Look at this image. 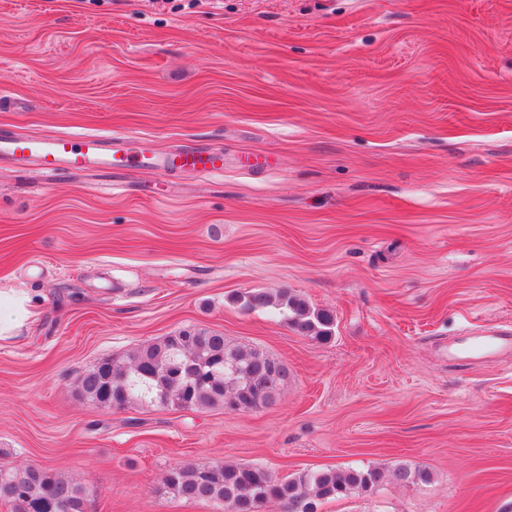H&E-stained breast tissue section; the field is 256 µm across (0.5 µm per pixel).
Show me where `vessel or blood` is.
<instances>
[{"label": "vessel or blood", "mask_w": 512, "mask_h": 512, "mask_svg": "<svg viewBox=\"0 0 512 512\" xmlns=\"http://www.w3.org/2000/svg\"><path fill=\"white\" fill-rule=\"evenodd\" d=\"M128 139L116 133H63L32 135L0 132V161L19 169L33 167L55 177L98 172L105 175L133 168L163 174L190 170L207 174L224 171L220 150H181L165 154L153 151L148 140L128 148ZM512 353V330H480L467 342L448 343V359L454 363L481 364Z\"/></svg>", "instance_id": "b4317fda"}]
</instances>
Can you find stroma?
I'll return each instance as SVG.
<instances>
[{
    "label": "stroma",
    "mask_w": 512,
    "mask_h": 512,
    "mask_svg": "<svg viewBox=\"0 0 512 512\" xmlns=\"http://www.w3.org/2000/svg\"><path fill=\"white\" fill-rule=\"evenodd\" d=\"M0 130L220 149L223 175L123 192L0 164V464L60 472L92 512H224L175 464L429 468L318 512H512V356L449 363L512 322V0H0ZM335 318L302 336L236 297ZM183 328L279 359L272 405L83 402L86 370ZM245 310L275 308L295 332L329 340L333 335L334 317L325 310L311 309L305 300L282 290L276 293L250 291L238 297ZM391 477L396 481L422 486L432 482L433 473L427 468L400 465L393 470Z\"/></svg>",
    "instance_id": "stroma-1"
}]
</instances>
